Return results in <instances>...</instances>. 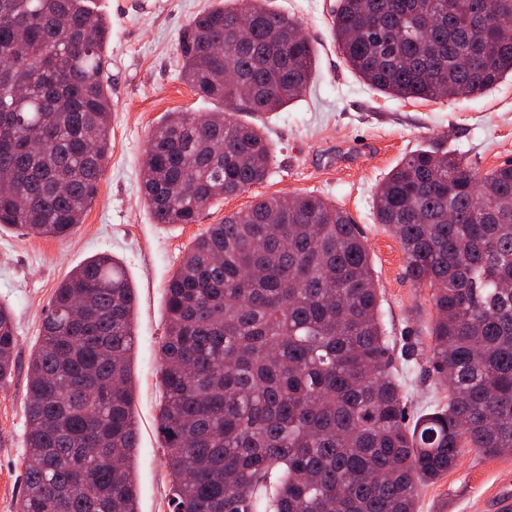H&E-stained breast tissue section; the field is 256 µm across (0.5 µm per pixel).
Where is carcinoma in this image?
Wrapping results in <instances>:
<instances>
[{"label":"carcinoma","mask_w":512,"mask_h":512,"mask_svg":"<svg viewBox=\"0 0 512 512\" xmlns=\"http://www.w3.org/2000/svg\"><path fill=\"white\" fill-rule=\"evenodd\" d=\"M90 0H0V228L65 240L112 150L110 28ZM331 30L375 91L433 100L512 75V0H337ZM224 43L221 55L210 52ZM183 80L231 112H169L142 161L158 224H194L271 174L236 112L303 97L311 41L266 0L196 14ZM378 223L433 290L430 363L448 403L406 422L370 252L313 194L264 197L199 235L165 288L158 430L170 512H417L466 449L512 454V161L480 176L421 148L378 186ZM134 288L98 254L58 285L27 364L19 512H137ZM0 305V384L16 365Z\"/></svg>","instance_id":"cac0c4a2"}]
</instances>
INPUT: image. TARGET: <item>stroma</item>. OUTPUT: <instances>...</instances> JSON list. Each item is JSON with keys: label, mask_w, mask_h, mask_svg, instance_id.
I'll return each mask as SVG.
<instances>
[{"label": "stroma", "mask_w": 512, "mask_h": 512, "mask_svg": "<svg viewBox=\"0 0 512 512\" xmlns=\"http://www.w3.org/2000/svg\"><path fill=\"white\" fill-rule=\"evenodd\" d=\"M219 0H97L110 22L112 150L95 202L63 241L0 230V304L13 315L16 369L0 386V512H17L22 489L27 363L55 288L99 253L122 262L137 295L134 316L135 457L138 512H169L168 472L157 431L162 389L158 367L166 328L164 290L189 246L213 224L280 193H312L345 210L367 240L381 300V319L393 344L429 340L435 316L429 287L408 277L401 246L375 217L378 185L406 155L421 148L456 150L484 173L512 160V78L466 99L403 100L367 86L350 69L330 28L336 0H269L294 16L313 44L316 70L309 91L280 111L241 114L274 148L269 179L240 195L213 202L193 224H158L143 202L142 159L148 136L168 112H209L215 102L183 81L178 41L188 21ZM408 417L448 400L426 357L406 364ZM512 490V456L471 450L460 464L422 486L417 512H491Z\"/></svg>", "instance_id": "1"}]
</instances>
